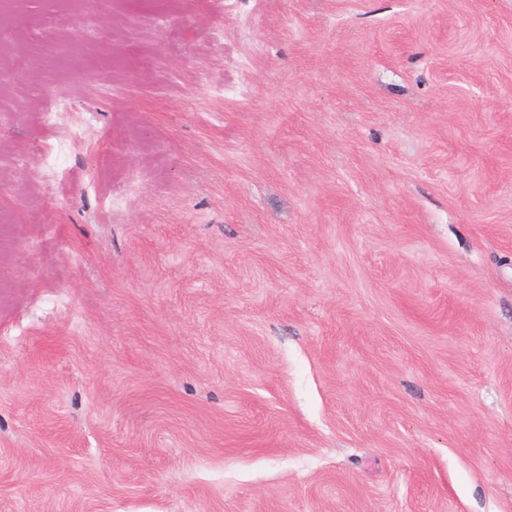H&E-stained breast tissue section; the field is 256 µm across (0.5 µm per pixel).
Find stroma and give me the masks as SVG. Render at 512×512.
I'll return each mask as SVG.
<instances>
[{
    "label": "stroma",
    "instance_id": "stroma-1",
    "mask_svg": "<svg viewBox=\"0 0 512 512\" xmlns=\"http://www.w3.org/2000/svg\"><path fill=\"white\" fill-rule=\"evenodd\" d=\"M0 26V512H512V0Z\"/></svg>",
    "mask_w": 512,
    "mask_h": 512
}]
</instances>
